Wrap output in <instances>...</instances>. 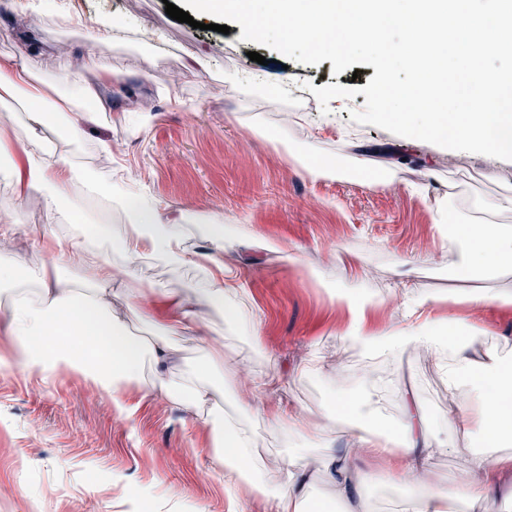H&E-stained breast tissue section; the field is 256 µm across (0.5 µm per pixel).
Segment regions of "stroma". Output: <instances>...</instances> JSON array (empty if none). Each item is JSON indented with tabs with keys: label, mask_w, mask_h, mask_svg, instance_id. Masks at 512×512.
I'll return each mask as SVG.
<instances>
[{
	"label": "stroma",
	"mask_w": 512,
	"mask_h": 512,
	"mask_svg": "<svg viewBox=\"0 0 512 512\" xmlns=\"http://www.w3.org/2000/svg\"><path fill=\"white\" fill-rule=\"evenodd\" d=\"M75 2L88 17L111 20V37L90 40L79 29L55 25L60 0H0V58L24 59L55 103L81 83L83 55L116 73L104 88L111 110L99 113L82 140L73 143L51 130L42 136L85 184L81 205L92 215L109 211L119 230L122 212L100 188L164 198L172 209L193 216L187 244L200 253L210 249L206 220L224 217L243 227L221 259L244 288L240 305L262 323L260 343L201 299V270L188 268L175 280L154 261L136 268L137 279L179 291L200 312L194 333L173 340L179 373L201 374L199 335L223 339L225 353L237 361V379L220 411L253 429L269 468L280 465L288 440L262 416L240 415L238 399L254 398L263 408L283 402L319 420L332 395L342 393L360 399L363 415L393 424L411 397L433 426L443 427L450 402L438 360L424 362L412 352L387 359L390 389L378 402L368 400L359 381L337 382V368L355 370L358 360L340 337L350 314L328 288L339 284L376 296L379 304L366 318L373 329L403 326L422 313L463 318L484 330L482 349H512V305L476 308L460 301L472 291L512 295V272L473 280L449 273L435 213L452 179L466 197L512 194V161L355 123L350 114L363 109L361 93L329 114L307 112L303 127H293L280 113L267 111L262 100L244 94V87L257 81L281 87L289 110L312 100L303 82L361 90L374 67L361 64L337 74L328 60L316 66L290 62L268 47L241 41L238 23L225 35L172 20L163 0ZM253 52L265 64L251 61ZM199 54L208 56L207 69L191 67ZM62 74L71 84L60 89L56 80ZM295 141L310 159L341 154L350 163L361 157L374 170L392 171L394 179L375 188L363 179L302 175L290 155ZM7 206L16 207L22 224L0 238V256L32 268L50 265L51 253L37 249L33 239L63 236L66 224L41 223L35 216L39 194L16 201L0 178V208ZM265 239L284 244V251L263 248ZM311 268L321 281L308 277ZM409 290L428 299L425 312L407 307ZM314 355L322 359L319 375L303 374ZM269 374L282 377V389L254 395L255 383ZM124 403L131 413L127 419L108 394L80 375L62 372L45 382L0 368V512H230L234 505L240 512H270L265 499L244 488L229 503L209 430L185 410L134 389Z\"/></svg>",
	"instance_id": "35a3bbf8"
}]
</instances>
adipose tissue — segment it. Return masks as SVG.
I'll return each instance as SVG.
<instances>
[{"label": "adipose tissue", "mask_w": 512, "mask_h": 512, "mask_svg": "<svg viewBox=\"0 0 512 512\" xmlns=\"http://www.w3.org/2000/svg\"><path fill=\"white\" fill-rule=\"evenodd\" d=\"M81 69V99L66 106L47 108V93L24 60L0 59V103L23 100L28 108L27 144L11 146L0 131V177L11 185L17 198L38 192L43 200V219L54 224L73 223V232L52 238L51 266L31 269L14 259L0 258V315L5 316L11 336L0 366L18 368L48 381L63 371L76 372L107 393L115 407L122 395L136 388L143 396L162 395L172 404L194 410L210 429L213 457L224 466L228 490L249 485L271 504V512H302L308 488L316 478L328 480L336 491L342 512H366L362 490L367 485L398 493L402 512H504V487H512V353L483 355L472 342L475 327L459 319L443 323L424 321L403 327L371 330L365 325L367 310L377 307L376 298L339 288L338 303L351 319L343 339L367 359L395 356L407 350H435L444 370L448 396L454 407L448 429L425 428L419 415L406 413L395 426L365 428L353 419L359 403L333 397L325 420L343 425L345 451L337 440L324 434L322 423L301 418L298 411L279 407L267 411L270 425L298 443L289 448L282 464L263 469L256 459L252 431L223 416L207 412L206 404L223 402L232 385L233 360L224 343L205 340V381L165 377L162 367L173 351L166 339L149 340L131 335L125 319L112 307V283L116 278L113 254L161 262L171 273L195 264L198 256L186 246L185 213L171 209L160 198L125 197L121 209L126 221L115 231L109 214L85 222L75 207L82 189L69 160L41 147L40 134L58 127L73 140L95 124L107 103L100 88L109 79L93 57H85ZM492 212L512 214V194L489 200L475 196L466 201L449 198L439 208L437 221L448 227L445 264L458 277L470 279L499 273L512 267V226L478 224L474 215ZM237 275L224 265L207 274L203 295L225 321L243 326L252 340H259V325L244 314L237 302ZM88 282L92 291L81 290ZM162 297L165 313H158L154 299ZM124 300L141 320L158 324L167 336L189 333L196 315L175 295H159L155 288L126 289ZM478 437L479 446L466 451L465 466L440 489L430 479L429 461L456 448L457 434ZM324 457L321 475L303 463L308 447Z\"/></svg>", "instance_id": "obj_1"}]
</instances>
